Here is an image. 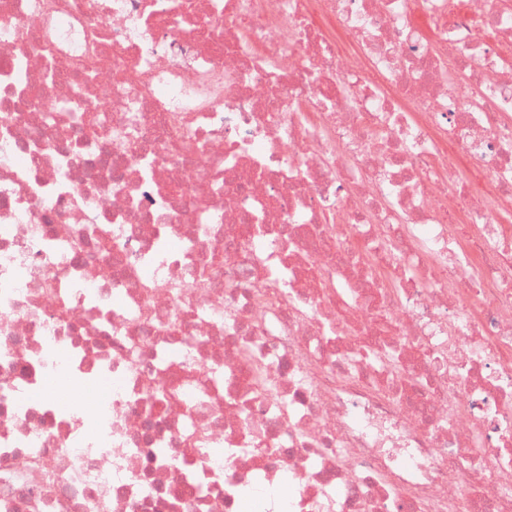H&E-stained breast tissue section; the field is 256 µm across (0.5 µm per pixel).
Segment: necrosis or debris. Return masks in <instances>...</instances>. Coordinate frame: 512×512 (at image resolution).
Listing matches in <instances>:
<instances>
[{
    "label": "necrosis or debris",
    "mask_w": 512,
    "mask_h": 512,
    "mask_svg": "<svg viewBox=\"0 0 512 512\" xmlns=\"http://www.w3.org/2000/svg\"><path fill=\"white\" fill-rule=\"evenodd\" d=\"M246 489L512 512V0H0V512ZM50 388L57 393L61 401H65L70 394L77 393L84 400L87 415H94L98 412L102 390L95 383L82 382L80 384H73L58 378L50 383Z\"/></svg>",
    "instance_id": "obj_1"
}]
</instances>
